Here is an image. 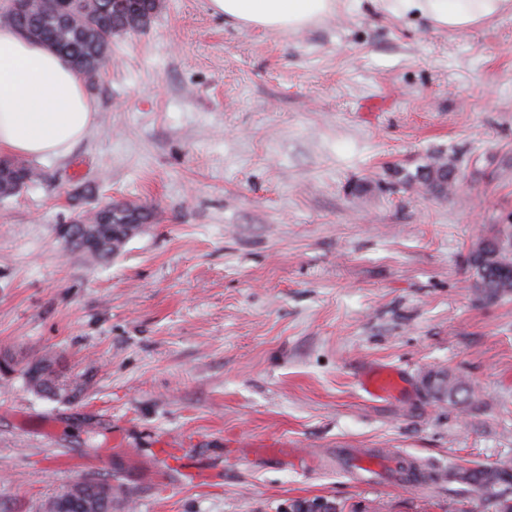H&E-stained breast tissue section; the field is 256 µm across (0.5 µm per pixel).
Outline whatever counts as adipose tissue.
I'll return each mask as SVG.
<instances>
[{
  "label": "adipose tissue",
  "mask_w": 512,
  "mask_h": 512,
  "mask_svg": "<svg viewBox=\"0 0 512 512\" xmlns=\"http://www.w3.org/2000/svg\"><path fill=\"white\" fill-rule=\"evenodd\" d=\"M340 0H208L212 14L238 25L297 32L335 14ZM407 24L472 28L512 0H367ZM94 119L85 83L56 52L17 30L0 26V154L62 158Z\"/></svg>",
  "instance_id": "obj_1"
}]
</instances>
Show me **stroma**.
Returning <instances> with one entry per match:
<instances>
[{
    "label": "stroma",
    "mask_w": 512,
    "mask_h": 512,
    "mask_svg": "<svg viewBox=\"0 0 512 512\" xmlns=\"http://www.w3.org/2000/svg\"><path fill=\"white\" fill-rule=\"evenodd\" d=\"M95 120L0 200V348L80 373L70 404L0 370V512L88 479L112 512H494L369 484L343 449L512 463V300L467 256L512 218V12L462 31L347 5L300 32L162 0L88 85ZM453 156L457 187L393 179ZM157 221L112 261L55 226L108 199ZM402 381L388 400L371 370ZM466 377L480 402L430 397ZM423 382L429 392L439 400L465 406L479 401L473 387L463 376L436 370L430 371Z\"/></svg>",
    "instance_id": "35a3bbf8"
}]
</instances>
